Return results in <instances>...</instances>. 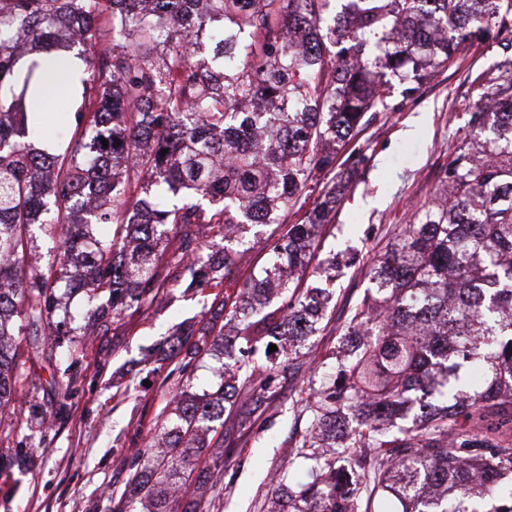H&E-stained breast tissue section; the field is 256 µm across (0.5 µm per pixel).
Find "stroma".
I'll return each mask as SVG.
<instances>
[{"instance_id": "obj_1", "label": "stroma", "mask_w": 512, "mask_h": 512, "mask_svg": "<svg viewBox=\"0 0 512 512\" xmlns=\"http://www.w3.org/2000/svg\"><path fill=\"white\" fill-rule=\"evenodd\" d=\"M503 59L497 38L474 44L466 57L428 80L416 99L379 115L353 142L363 161L314 256L315 262L340 266V291L326 310V329L306 339L304 354L274 351L275 397L258 407L240 399L225 414L224 470L217 483L221 512H255L268 503L286 512L287 500L272 498L270 491L305 427L299 395L309 384L311 361L345 356L341 328L371 286L366 266L349 265L348 259L353 251H378L393 242L413 206L434 197L436 173L464 136L460 106L478 101L483 86L477 75ZM188 282L184 276L168 284L155 302L122 319L116 334L85 337L77 375L60 377L53 387L48 371L37 369L14 392L8 417L0 419V448L15 442L11 415L28 414L37 404L52 417L61 392L68 409L61 424L31 432L28 457L13 463V482L0 491V512H92L106 505L105 491H123L128 463L146 451L172 392L188 382L204 388L222 362L218 356L195 361L182 373L178 360L152 352L183 322H207L214 292Z\"/></svg>"}]
</instances>
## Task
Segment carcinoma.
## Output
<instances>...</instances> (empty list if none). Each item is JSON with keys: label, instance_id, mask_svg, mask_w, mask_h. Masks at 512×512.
Here are the masks:
<instances>
[{"label": "carcinoma", "instance_id": "cac0c4a2", "mask_svg": "<svg viewBox=\"0 0 512 512\" xmlns=\"http://www.w3.org/2000/svg\"><path fill=\"white\" fill-rule=\"evenodd\" d=\"M336 2L0 0V412L27 367L47 364L57 384L86 350L78 331L107 335L181 270L197 288H234L213 299L204 326L171 335L164 355L202 361L226 335L238 355L202 392L177 388L161 442L129 464L108 512H204L224 470V458L203 456L207 437L224 442L237 392L274 397L271 340L317 333L336 296L333 263L302 281L336 210V184L321 177L340 160L356 165L341 149L378 113L397 111V98L412 99L478 36L512 28V0H347L335 13ZM104 13L112 48L79 54L82 101L59 115L74 128L67 147L35 148L24 137L39 133L40 64L21 75L18 62L93 46ZM65 16L77 19L69 33ZM476 80L487 88L462 108L465 137L437 172L441 195L369 256L374 288L342 327L366 341L300 397L307 424L294 458L306 477L290 490V460L274 490L290 512H377L386 491L403 512H512V59ZM143 183L179 200L135 222L123 203ZM33 224L63 235L53 279L28 263ZM270 224L288 229L257 274H241L227 246L222 274L194 256L205 227L229 242ZM99 225L112 234H95ZM170 231L181 255L161 265L155 249ZM58 284L86 292V305L58 316ZM275 289L286 314L266 309ZM464 366L493 377L475 390ZM439 386L447 399L429 400ZM413 400L419 414L394 423ZM341 407L360 419L343 444L355 476L345 496L320 433Z\"/></svg>", "mask_w": 512, "mask_h": 512}]
</instances>
